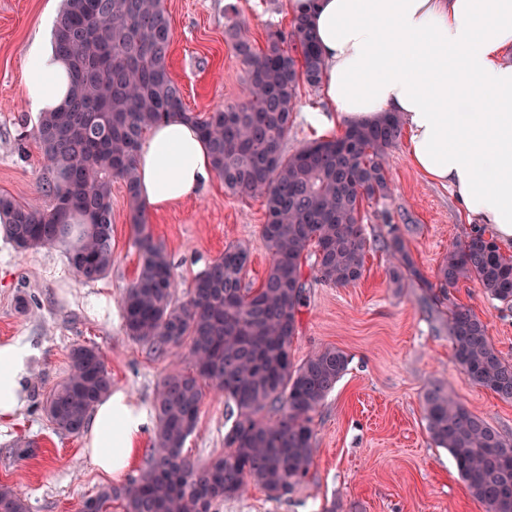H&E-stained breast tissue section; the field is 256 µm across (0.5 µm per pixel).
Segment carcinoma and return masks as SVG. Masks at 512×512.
I'll return each instance as SVG.
<instances>
[{
  "label": "carcinoma",
  "instance_id": "1",
  "mask_svg": "<svg viewBox=\"0 0 512 512\" xmlns=\"http://www.w3.org/2000/svg\"><path fill=\"white\" fill-rule=\"evenodd\" d=\"M234 14L228 7L224 36L246 66L247 94L201 113L187 109L169 70L173 31L164 0H64L52 39L72 90L63 108L40 113L37 125L51 201L21 203L0 194V214L9 218L0 227L17 248L62 245L75 276L95 282L112 268V183L121 182L139 254L121 298L125 334L154 351L187 350V367L157 386L145 467L128 483L84 500L81 512L115 501L122 512H218L252 484L270 498L293 493L312 463L313 414L348 370V355L332 346L298 363L292 358L308 284L304 268L336 287L361 279L369 250L363 202L389 197L387 153L402 120L386 113L284 155L301 89L319 87L325 73L316 38L307 18L296 16L291 31H269L258 48ZM174 114L198 127L225 190L263 202L260 233L270 264L257 288L245 282L248 250L229 245L195 278L188 299L174 301L172 263L138 200L136 166L141 140ZM384 250L394 287L417 279L432 290L393 229ZM467 279L512 305V256L482 233L448 250L437 270L442 299ZM448 336L466 379L512 400V362L490 340L486 322L453 303ZM110 388L99 349L76 345L67 378L42 410L56 432L76 436ZM207 389L224 395L236 417L224 453L200 465L184 445ZM423 409L430 439L448 450L470 494L487 512H512V443L438 386L425 393ZM0 512H27V505L0 485Z\"/></svg>",
  "mask_w": 512,
  "mask_h": 512
}]
</instances>
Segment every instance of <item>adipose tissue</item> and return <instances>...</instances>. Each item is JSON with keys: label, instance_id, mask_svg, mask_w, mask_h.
I'll return each instance as SVG.
<instances>
[{"label": "adipose tissue", "instance_id": "adipose-tissue-1", "mask_svg": "<svg viewBox=\"0 0 512 512\" xmlns=\"http://www.w3.org/2000/svg\"><path fill=\"white\" fill-rule=\"evenodd\" d=\"M306 16L325 62L329 113L354 124L399 115L414 166L452 188L464 210L512 244V0H286ZM24 98L52 112L70 79L51 42L26 57ZM146 209L196 195L213 173L207 143L174 117L156 125L137 152ZM31 342L0 343V423L17 418L30 378ZM152 416L120 391L102 396L82 430L84 454L100 473L122 476Z\"/></svg>", "mask_w": 512, "mask_h": 512}]
</instances>
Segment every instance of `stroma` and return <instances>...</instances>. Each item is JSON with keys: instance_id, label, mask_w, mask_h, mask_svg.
Returning <instances> with one entry per match:
<instances>
[{"instance_id": "stroma-1", "label": "stroma", "mask_w": 512, "mask_h": 512, "mask_svg": "<svg viewBox=\"0 0 512 512\" xmlns=\"http://www.w3.org/2000/svg\"><path fill=\"white\" fill-rule=\"evenodd\" d=\"M231 4L256 47H264L269 30L291 29L284 0H165L174 34L170 72L191 111L209 112L244 98L245 66L224 38V11ZM60 8L61 0H0V194L21 202L41 193L47 164L36 138L38 116L23 97L26 54L37 36L51 35L47 23ZM328 110L321 89H303L284 153L342 134V124L317 127L307 119L308 113ZM388 162L390 196L366 207L364 225L372 245L361 280L346 288L311 282L299 315L294 361L327 346L350 357L347 372L313 416L308 476L281 499L250 487L244 496L225 500L220 512H485L448 451L431 441L423 395L432 386L442 387L511 442L512 401L467 381L448 338V310L421 303L418 283L393 287L389 257L377 246L397 228L431 281L449 248L474 234L475 220L448 187L412 166L405 139L390 149ZM150 222L171 256L178 301H186L194 277L230 244L250 252L247 282L259 286L266 275L270 256L260 235L263 203L228 193L219 176L194 198L151 215ZM112 224V269L91 283L74 276L63 248L21 252L0 234V341L22 335L37 350L27 404L0 427V484L19 491L28 512H80L86 498L112 484L87 461L81 437L56 433L36 408L65 380L73 346L98 347L113 388L148 409L161 378L186 365L181 354L150 356L124 332L119 301L139 257L118 182L112 185ZM102 295L111 298L113 308L100 318L92 308ZM451 299L487 322L496 348L512 360V307L488 298L473 280L453 288ZM232 424L223 396L207 392L185 454L203 463L223 453Z\"/></svg>"}]
</instances>
